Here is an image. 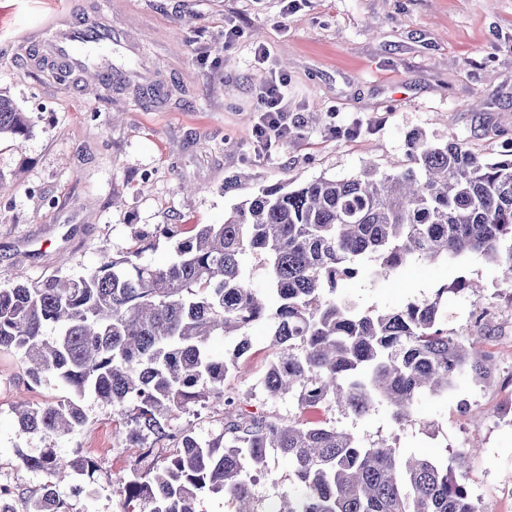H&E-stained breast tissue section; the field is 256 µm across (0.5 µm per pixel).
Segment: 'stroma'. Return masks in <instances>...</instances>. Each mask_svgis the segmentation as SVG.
Returning a JSON list of instances; mask_svg holds the SVG:
<instances>
[{
    "label": "stroma",
    "mask_w": 512,
    "mask_h": 512,
    "mask_svg": "<svg viewBox=\"0 0 512 512\" xmlns=\"http://www.w3.org/2000/svg\"><path fill=\"white\" fill-rule=\"evenodd\" d=\"M77 0H0V88L32 126L27 137L0 139V288L80 275L125 255L152 233L144 262H170L173 243L154 230L220 224L258 186L320 177L350 178L365 166L391 171L406 162L407 136L421 130L436 143L459 141L499 157L512 145V0H86L113 29L134 33L139 50L126 65L130 89L95 99L80 76L57 83L51 71L28 74L15 54L32 27L47 26ZM240 31L224 45L225 26ZM269 51L256 63L254 49ZM288 75V114L299 136L256 148L255 96L271 71ZM161 81L163 93L139 89ZM356 127L353 136L347 127ZM479 291L457 290L460 280ZM448 286L445 325L475 335L493 359L496 387L468 386L445 397L424 395L405 426L385 406L358 417L326 408L323 421L372 442L392 439L400 454L455 457L475 447L464 480L480 512H512V285L477 255L422 261L378 286L368 271L344 293L379 311L423 299ZM483 315L482 331L473 328ZM253 350L224 389L251 412L296 417L291 395L270 398L261 383L268 329L248 332ZM54 378L32 384L20 356L0 351V468L15 471L23 495L40 475L21 456L54 448L98 469L99 491L77 498V512H122L116 477L136 461L115 439L116 414L94 396L80 404L87 424L62 437L25 435L17 405L67 396ZM172 430L202 439L224 429V409L192 404ZM272 476L252 488L256 501L278 500L297 487L286 457L267 456Z\"/></svg>",
    "instance_id": "1"
}]
</instances>
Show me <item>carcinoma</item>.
I'll return each mask as SVG.
<instances>
[{
    "instance_id": "obj_1",
    "label": "carcinoma",
    "mask_w": 512,
    "mask_h": 512,
    "mask_svg": "<svg viewBox=\"0 0 512 512\" xmlns=\"http://www.w3.org/2000/svg\"><path fill=\"white\" fill-rule=\"evenodd\" d=\"M29 129L27 114L0 92V138ZM407 146L409 163L390 173L261 186L224 223L194 225L163 267L141 261L138 246L83 276L0 288V349L20 354L34 383L54 377L71 393L17 410L19 430L82 429L79 401L90 392L122 421L120 445L151 453L148 440H174V454L116 479L123 512H204L201 495L210 493L236 512H259L252 485L271 451L288 457L301 488L271 512H479L446 458L402 456L384 440L366 446L313 417L249 415L224 391L251 350L247 331L263 321L264 389L293 394L302 413L334 405L364 416L383 404L402 424L424 394L495 386L489 356L443 328L448 287L382 312L352 308L338 293L363 263L385 281L419 260L470 254L498 264L512 283V157L485 159L420 131ZM249 254L266 269L262 288L250 284ZM215 336L235 339L231 357L212 354ZM211 396L224 402V435L171 432L175 412ZM21 460L44 477L27 512H52L55 480L66 474L95 484L93 462L80 455L45 448Z\"/></svg>"
}]
</instances>
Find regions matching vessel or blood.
Listing matches in <instances>:
<instances>
[{"label": "vessel or blood", "mask_w": 512, "mask_h": 512, "mask_svg": "<svg viewBox=\"0 0 512 512\" xmlns=\"http://www.w3.org/2000/svg\"><path fill=\"white\" fill-rule=\"evenodd\" d=\"M132 43L122 33L100 22H89L79 12L58 16L40 41L26 47L25 56L31 70L58 64L78 74L94 72L99 84L109 88L124 85L128 73L124 65L113 63V54L131 49Z\"/></svg>", "instance_id": "b4317fda"}]
</instances>
